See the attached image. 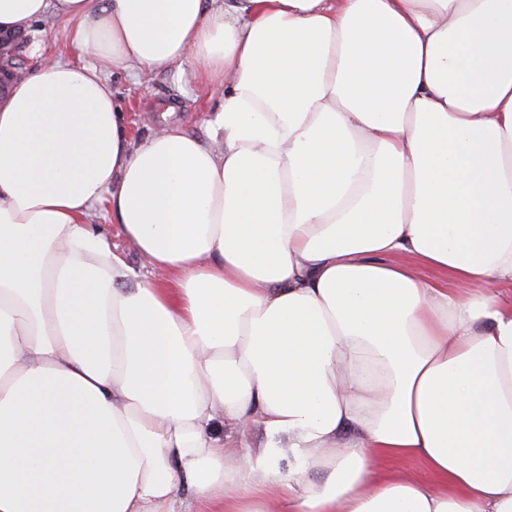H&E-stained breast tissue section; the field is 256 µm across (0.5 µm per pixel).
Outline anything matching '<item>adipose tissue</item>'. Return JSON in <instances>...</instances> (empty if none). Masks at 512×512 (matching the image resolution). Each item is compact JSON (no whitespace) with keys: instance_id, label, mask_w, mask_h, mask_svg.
<instances>
[{"instance_id":"ef3b65f1","label":"adipose tissue","mask_w":512,"mask_h":512,"mask_svg":"<svg viewBox=\"0 0 512 512\" xmlns=\"http://www.w3.org/2000/svg\"><path fill=\"white\" fill-rule=\"evenodd\" d=\"M49 16L86 60L0 102V512H512V0H0ZM187 59L208 140L133 139L99 62ZM377 469L384 474H401L410 478L431 480V474L418 459H383L377 462Z\"/></svg>"}]
</instances>
